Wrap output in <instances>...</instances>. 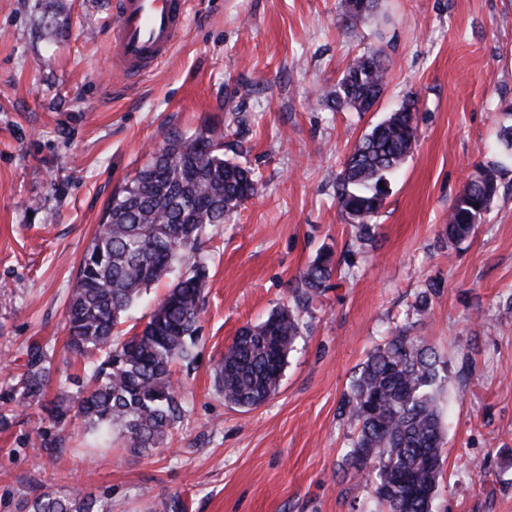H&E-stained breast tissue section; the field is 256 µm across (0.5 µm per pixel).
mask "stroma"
Wrapping results in <instances>:
<instances>
[{
    "label": "stroma",
    "mask_w": 512,
    "mask_h": 512,
    "mask_svg": "<svg viewBox=\"0 0 512 512\" xmlns=\"http://www.w3.org/2000/svg\"><path fill=\"white\" fill-rule=\"evenodd\" d=\"M348 30L339 0H189L172 53L130 80L110 64L112 0H0V512L79 487L104 512H387L351 474L346 396L398 328L446 363L443 463L434 512H512V0H382ZM386 54L371 112L316 107L351 59ZM417 142L359 238L335 177L356 141L407 97ZM224 155L260 184L210 226L197 358L179 372L187 412L164 446L137 454L81 423L51 455L46 424L13 401L32 340L65 367L64 308L114 194L171 130L223 129ZM498 171L484 221L449 243L448 212L480 168ZM333 251L328 288L277 393L228 405L216 368L238 330L293 303L300 273ZM431 290V309L415 310Z\"/></svg>",
    "instance_id": "35a3bbf8"
}]
</instances>
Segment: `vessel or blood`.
I'll use <instances>...</instances> for the list:
<instances>
[{
	"label": "vessel or blood",
	"instance_id": "vessel-or-blood-1",
	"mask_svg": "<svg viewBox=\"0 0 512 512\" xmlns=\"http://www.w3.org/2000/svg\"><path fill=\"white\" fill-rule=\"evenodd\" d=\"M188 0H116L112 66L137 77L169 56L184 26Z\"/></svg>",
	"mask_w": 512,
	"mask_h": 512
}]
</instances>
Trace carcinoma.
<instances>
[{
  "label": "carcinoma",
  "instance_id": "1",
  "mask_svg": "<svg viewBox=\"0 0 512 512\" xmlns=\"http://www.w3.org/2000/svg\"><path fill=\"white\" fill-rule=\"evenodd\" d=\"M341 0L342 19L357 27L373 19L379 0ZM380 51L355 56L322 98L331 111H365L370 94L388 81ZM414 100L375 124L353 147L336 177L342 211L370 235L371 218L386 203L388 177L398 171L416 143ZM488 182L471 180L448 213L446 232L466 240L488 212L498 190L497 170L483 168ZM259 190L250 169L224 158V133L203 129L186 136L170 132L113 196L83 255L64 312L68 351L86 361L84 376H66L78 387L44 402L52 376L53 350L38 341L26 349L22 371L13 376L20 403L37 406L55 432L38 450L62 447L75 419L105 437L119 431L129 449L142 453L166 443L184 416L178 363H191L198 342L208 272L201 262L202 234L222 224ZM185 268L140 330L115 329L142 291ZM333 254L319 253L294 289L295 307L238 331L224 350L215 384L224 401L251 410L278 390L288 354L301 334L295 308L305 307L327 287ZM444 361L422 338L402 327L378 345L353 382L346 406L358 434L348 453L354 474L368 476L376 500L388 512H433L443 456L444 426L437 394ZM22 512H103L80 490L64 496L43 492L26 500Z\"/></svg>",
  "mask_w": 512,
  "mask_h": 512
}]
</instances>
